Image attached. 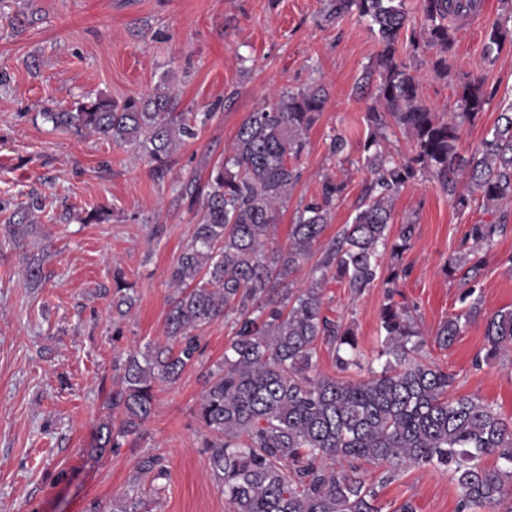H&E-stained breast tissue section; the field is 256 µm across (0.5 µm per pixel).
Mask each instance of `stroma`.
Returning a JSON list of instances; mask_svg holds the SVG:
<instances>
[{
	"label": "stroma",
	"instance_id": "35a3bbf8",
	"mask_svg": "<svg viewBox=\"0 0 512 512\" xmlns=\"http://www.w3.org/2000/svg\"><path fill=\"white\" fill-rule=\"evenodd\" d=\"M326 0H0V512H88L91 504L119 503L136 476L137 460L161 456L166 489L153 512H229L202 452L192 412L203 391L200 367L172 385L158 384L155 408L139 437L122 448L97 445L118 364L162 339L169 307L167 272L189 240L195 207L180 191L189 179L205 183L229 153L250 112L282 89L322 80L324 110L306 136L300 179L282 210L278 246H287L296 211L317 195L325 176L346 179L343 199L325 235L351 223L365 194L357 165L368 135L367 108L374 85H362L377 41L365 22L325 17ZM479 20L457 24L452 71L436 76L420 67L419 97L436 111L457 109L458 83L484 76L497 93L474 122L464 123L459 150L467 155L489 137L504 105L512 102V44L493 65L482 61L500 0H481ZM38 20L23 32L9 20L19 8ZM37 70H29L30 60ZM170 78L186 112L209 113L195 139L172 159L165 178L153 175L134 147L94 134L53 129L47 108L63 109L84 96L115 100L150 93ZM347 146L329 150L334 134ZM44 209L26 250L15 249L3 225L30 195ZM106 216L85 223L87 212ZM482 208L458 212L448 194L429 181L395 196L391 231L413 222L409 267L399 287L414 305L426 340L425 361L455 376V394L475 395L512 417V356L475 368L484 355L483 321L468 325L442 350L432 341L459 313L465 286L447 275L449 258L465 251L472 224L491 221ZM49 249L45 279L25 286V254ZM475 288L485 313L512 308V229L484 249ZM134 283L137 300L121 324L112 318V274ZM327 314L343 319L366 356L380 346L379 314L385 284L362 294L336 282L324 289ZM416 512H459L460 493L447 472L431 467L398 472L379 490L383 512L404 501Z\"/></svg>",
	"mask_w": 512,
	"mask_h": 512
}]
</instances>
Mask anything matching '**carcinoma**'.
Wrapping results in <instances>:
<instances>
[{
    "instance_id": "obj_1",
    "label": "carcinoma",
    "mask_w": 512,
    "mask_h": 512,
    "mask_svg": "<svg viewBox=\"0 0 512 512\" xmlns=\"http://www.w3.org/2000/svg\"><path fill=\"white\" fill-rule=\"evenodd\" d=\"M327 17L355 14L367 21L379 49L362 80L377 78L368 107L369 136L363 167L370 174L367 196L352 223L332 238L316 263L318 275L306 288L290 281L309 259L330 223L346 182L324 178L318 197L306 203L292 224L288 247L274 245L279 213L299 180L296 162L306 134L318 121L327 93L322 82L284 89L249 113L230 153L210 170L205 185L184 186L191 199L202 198L190 239L168 270L171 289L165 316L166 341L148 345L143 358L127 356L118 389L109 397V420L97 438L100 447L118 449L138 436L154 410L159 383L174 384L189 367L202 364V333L219 321L232 325L224 358L204 372V389L194 417L204 431L203 448L229 512H382L377 487L403 467L448 470L461 493L460 512H491L512 502V421L471 395L451 392L454 376L418 358L424 339L399 289L406 275L404 254L414 224L400 225L390 238L393 197L405 185L427 179L463 213L478 205L500 213L498 220L471 226L467 239L490 246L506 233L512 204V103L501 113L491 137L469 156L459 151L462 125L490 103L485 78L458 85L457 112H437L418 96V53L435 51L433 72L447 77L455 29L448 17H464L478 0H421L423 31L411 35L413 54L403 55L406 0H327ZM512 30L495 21L483 59L493 63ZM44 120L75 134L93 132L118 145H132L164 177L178 147L198 135L197 119L180 110L171 85L123 101L85 97L69 109L48 110ZM397 127L409 154L386 148L388 129ZM466 188H458L459 179ZM33 195L5 226L11 243L24 246L42 211ZM388 253L385 303L380 312L381 370L360 379L343 373L362 368L354 331L327 315L324 285L332 280L361 294L382 274L380 252ZM450 274L476 281L482 261L468 266L448 260ZM27 286L43 278V259L21 270ZM112 310L124 316L135 304L134 284L113 277ZM475 289L465 310L445 320L434 343L448 349L477 319L485 323L489 363L512 354V308L485 314ZM327 346L338 374L317 372V351ZM492 457L495 463L486 465ZM385 467L376 481L361 476L365 465ZM137 475L116 512H153L154 482L166 471L161 458L139 459Z\"/></svg>"
}]
</instances>
